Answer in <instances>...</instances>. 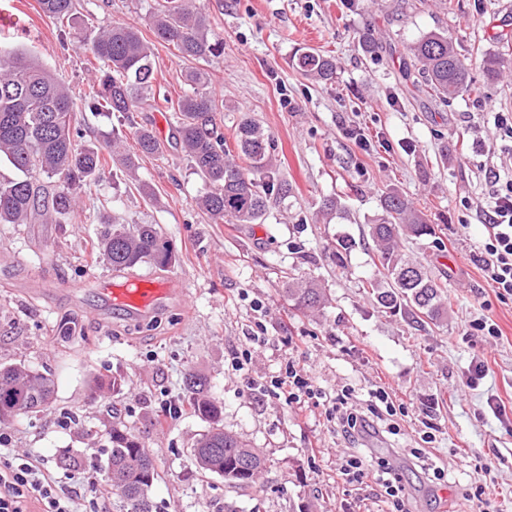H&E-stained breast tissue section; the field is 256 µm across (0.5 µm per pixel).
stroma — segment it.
Wrapping results in <instances>:
<instances>
[{"label": "stroma", "instance_id": "stroma-1", "mask_svg": "<svg viewBox=\"0 0 512 512\" xmlns=\"http://www.w3.org/2000/svg\"><path fill=\"white\" fill-rule=\"evenodd\" d=\"M155 2L78 0L74 16L56 24L37 0H0V44L77 89L97 66L87 43L109 24L136 25L162 93L177 100L189 90L186 72L200 69L224 104L225 134L252 113L292 192L271 198L264 223H213L196 206L203 182L181 152L138 150L142 126L169 143L173 113L81 110L83 144L103 149L121 136L136 175L108 163L65 223L0 224V364L21 361L56 379L51 408L6 424L11 448L40 455L79 512L122 510L104 481L116 420L158 462L150 491L158 512H395L378 486L337 479L350 455L389 462L407 512H512V297L497 295L478 261L485 213L512 180V134L497 121L512 114V71L492 79L481 66L494 55L512 63V0H200L224 52L198 63L156 39L147 20ZM369 32L378 39L370 52L361 43ZM428 32L475 62L474 90L448 104L417 91L421 77L405 51ZM307 47L335 59L332 82L296 68V49ZM355 127L367 146L347 136ZM391 189L437 227L436 237L402 248L443 283L447 320L381 308L366 290L380 277L368 225ZM329 197L341 209L326 220ZM114 221L154 225L170 243L171 265L135 269L184 288L150 318L114 311L93 287L113 275L91 246ZM342 237L353 247L340 255ZM291 277L324 288V310L295 309L285 292ZM487 317L500 336L473 335ZM247 336L265 342L240 368L234 357ZM289 357L314 385L350 390L348 406L362 414L370 389L384 388L404 408L396 433L351 442L325 406L290 408L264 392ZM479 362L481 378L472 371ZM190 373L207 378L225 431L263 451L255 485L231 488L197 470L191 451L208 422L166 412L185 398ZM93 377L122 386L94 392ZM491 399L506 414L495 416ZM438 467L447 478L436 479Z\"/></svg>", "mask_w": 512, "mask_h": 512}]
</instances>
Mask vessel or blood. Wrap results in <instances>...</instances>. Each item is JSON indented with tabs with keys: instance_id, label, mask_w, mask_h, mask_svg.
Returning <instances> with one entry per match:
<instances>
[{
	"instance_id": "obj_1",
	"label": "vessel or blood",
	"mask_w": 512,
	"mask_h": 512,
	"mask_svg": "<svg viewBox=\"0 0 512 512\" xmlns=\"http://www.w3.org/2000/svg\"><path fill=\"white\" fill-rule=\"evenodd\" d=\"M95 286L113 308L135 318L152 316L182 291L176 279L152 275H129L122 280L100 279Z\"/></svg>"
}]
</instances>
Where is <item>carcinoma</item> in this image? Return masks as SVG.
Masks as SVG:
<instances>
[{"label":"carcinoma","instance_id":"1","mask_svg":"<svg viewBox=\"0 0 512 512\" xmlns=\"http://www.w3.org/2000/svg\"><path fill=\"white\" fill-rule=\"evenodd\" d=\"M41 13L56 22L69 19L76 0H38ZM149 23L156 35L185 60L205 61L224 47L197 0H159ZM425 92L445 103L471 88V61L457 52L448 37L430 32L408 46ZM103 66L100 79L80 94L83 107L100 112H150L156 109L152 48L137 27L121 22L101 29L91 46ZM300 72L329 82L336 74L333 58L300 48L294 54ZM191 91L171 104L176 113L174 145L189 158L207 185L198 196L199 208L215 224H260L271 195L287 198L290 185L275 180L272 142L266 129L244 115L235 129V148L224 138L218 112L223 109L199 70L186 74ZM77 106L71 90L45 65L25 53L0 47V158L21 176L0 182V224H26L35 216L60 223L76 207L87 181L106 165L101 151L77 138ZM139 150L159 155L163 144L152 129L136 131ZM382 280L371 284L377 304L404 309L412 317L441 321L448 313L440 286L425 267L408 256L400 239L435 236L434 225L402 195L389 191L381 198V213L369 224ZM112 269L125 271L141 263L165 268L172 262L168 241L151 224H114L97 240ZM288 299L300 310L319 312L328 299L312 281L291 279ZM185 389L193 414L209 423L196 441L192 456L205 474H218L232 488L256 483L264 468L262 451L221 427L223 407L206 390L205 381L190 374ZM54 379L25 365L0 366V424L38 413L52 403ZM107 481L126 512H155L149 491L159 478L156 460L133 431L112 423L109 434Z\"/></svg>","mask_w":512,"mask_h":512}]
</instances>
